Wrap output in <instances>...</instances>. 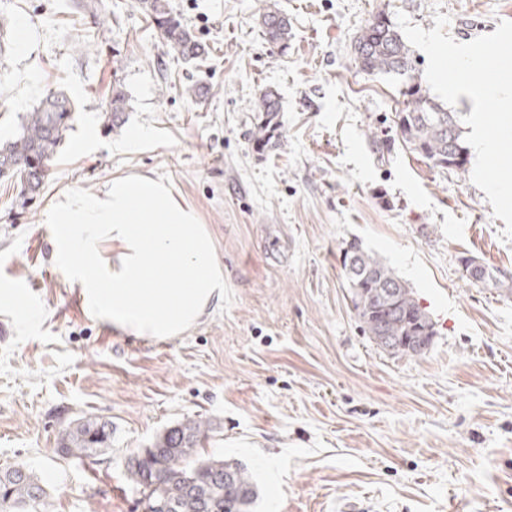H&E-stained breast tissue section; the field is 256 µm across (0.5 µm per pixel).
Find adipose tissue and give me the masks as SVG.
<instances>
[{
    "label": "adipose tissue",
    "instance_id": "obj_1",
    "mask_svg": "<svg viewBox=\"0 0 512 512\" xmlns=\"http://www.w3.org/2000/svg\"><path fill=\"white\" fill-rule=\"evenodd\" d=\"M46 222L64 280L91 317L117 331L174 338L224 300L212 233L161 180L138 174L114 178L97 193L62 194ZM0 314L28 332L44 312L4 286Z\"/></svg>",
    "mask_w": 512,
    "mask_h": 512
}]
</instances>
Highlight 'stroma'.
Listing matches in <instances>:
<instances>
[{
  "label": "stroma",
  "mask_w": 512,
  "mask_h": 512,
  "mask_svg": "<svg viewBox=\"0 0 512 512\" xmlns=\"http://www.w3.org/2000/svg\"><path fill=\"white\" fill-rule=\"evenodd\" d=\"M209 48L170 55L137 0H0V138L53 89L79 115L39 194L0 184V285L44 317L19 334L0 317V470L25 465L54 512H142L127 461L168 428L203 417L197 453L244 466L252 512H512V293L477 283L473 256L512 277V242L470 172L431 167L397 134L401 79L354 61L373 17L404 11L424 30L450 16L466 43L512 21V0H171ZM276 6L287 44L258 18ZM26 23L30 39L18 48ZM120 80L127 122L107 132ZM282 138L249 139L265 90ZM146 173L207 224L224 300L186 334L129 336L86 314L54 259L45 215L69 191L93 193ZM378 256L426 308L436 334L422 356L365 335L341 252ZM81 417L112 424L97 460L56 453Z\"/></svg>",
  "instance_id": "1"
}]
</instances>
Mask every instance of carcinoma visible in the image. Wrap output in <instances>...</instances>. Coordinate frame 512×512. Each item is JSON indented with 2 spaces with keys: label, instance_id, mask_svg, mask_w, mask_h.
Here are the masks:
<instances>
[{
  "label": "carcinoma",
  "instance_id": "carcinoma-1",
  "mask_svg": "<svg viewBox=\"0 0 512 512\" xmlns=\"http://www.w3.org/2000/svg\"><path fill=\"white\" fill-rule=\"evenodd\" d=\"M152 27L161 35L169 52L185 60L201 58L205 45L171 8L169 0H139ZM260 25L268 40L286 43L291 32L288 17L269 8ZM354 56L369 74H395L404 82V108L396 113V126L403 143L415 154L440 169H465L468 160L462 131L454 112L436 102L422 88L412 65L410 50L402 35L383 15L378 14L355 36ZM127 96L122 86L112 82L107 111L108 129L122 127ZM78 106L63 91L47 94L21 117L15 136L0 143V180L20 185V194L34 196L40 191L49 163L72 128ZM251 141L259 149H273L282 137L277 93L267 90L256 109ZM342 269L350 297L368 275L397 290L402 312L378 323L371 305L381 301L355 303L354 310L364 332L371 337L421 336L413 325L430 329L434 323L414 297L412 290L378 257L354 240L343 248ZM209 423L188 419L161 435L144 454L129 459L128 480L142 493L151 512H249L255 489L247 470L223 459H199L196 448L208 438ZM112 448V424L96 418H80L62 432L56 452L76 459L92 458ZM0 512H52L47 491L31 471L0 472Z\"/></svg>",
  "mask_w": 512,
  "mask_h": 512
}]
</instances>
